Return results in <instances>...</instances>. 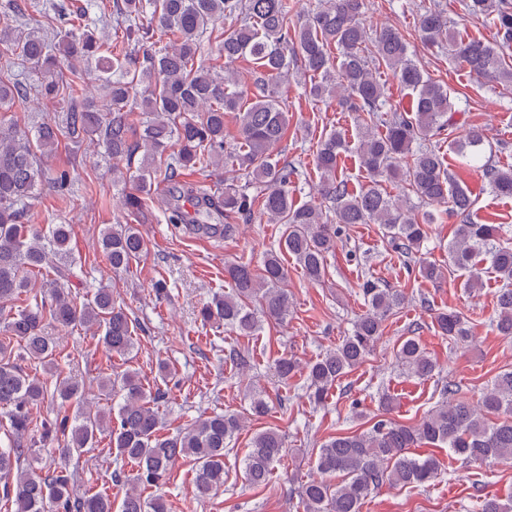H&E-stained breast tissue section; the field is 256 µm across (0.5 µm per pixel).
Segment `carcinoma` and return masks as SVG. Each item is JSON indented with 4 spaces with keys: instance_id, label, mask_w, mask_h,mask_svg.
<instances>
[{
    "instance_id": "obj_1",
    "label": "carcinoma",
    "mask_w": 512,
    "mask_h": 512,
    "mask_svg": "<svg viewBox=\"0 0 512 512\" xmlns=\"http://www.w3.org/2000/svg\"><path fill=\"white\" fill-rule=\"evenodd\" d=\"M473 16L493 20V42L458 38L450 32L448 13L433 6L419 17L422 42L449 53L468 73L486 82L512 86V0H465ZM365 0H320L300 18L291 15L290 0H122L118 7L122 28L119 50L104 45L89 29L86 14L71 17L63 38L54 42L36 30L27 32L0 17V45L5 64L18 59L42 74L30 89L20 82L0 81V112L30 98L54 102L59 84V57L99 82L106 100L99 104L81 94L59 119L49 118L34 134L14 119L0 120V427L8 444L0 446V497L13 512H169L162 492L172 466L189 459L195 466L194 491L199 500L224 486V458L229 443L245 427L237 415L200 416L172 433L136 372L120 375L122 402L116 415H102L82 404L83 385L62 374L57 361L59 344L45 329L84 327L98 332L107 357L129 360L135 347L137 323L119 303L112 287L95 289L78 303L68 283L75 263L68 224H26L38 187L59 192L67 188V168H45L43 160L56 153L61 136L80 140L96 136L112 156V181H133L136 189L122 197L128 215L144 220L154 200L156 179L167 184L164 203L169 223L186 224L193 233L230 238L235 226L211 224L224 214L249 221L260 211L271 224L285 225L279 249L266 252L260 270L237 262L224 269L232 292L212 297L201 309L206 323L224 324L250 336L261 320L283 321L292 299L285 288L288 270L281 253L293 256L311 282L324 280L328 257L335 253L340 224H378L395 248L416 258L430 237L431 225L443 215L460 218L448 243V264L465 276L471 291L483 286L480 266L489 263L502 281L496 295V330L512 337V242L507 230L486 224L475 211L468 187L457 182L432 139L455 126V103L448 87L430 78L410 54L395 28L373 29L364 22ZM242 18L239 27L226 31L224 20ZM218 34L220 56L228 66L250 58L257 65L253 89L239 87L229 70L220 74L199 60L205 35ZM300 64L313 78L308 95L315 100L335 99L357 114L355 153L367 183L357 190L338 173L342 154L349 150L344 132L334 130L319 144L315 167L318 195L333 204L323 211L314 201L297 204L289 191L299 168L273 156V149L288 133V110L278 82L290 67ZM392 72L401 87L413 94L404 112H386L387 93L376 71ZM233 115L239 146L224 154L225 121ZM385 127L382 133L379 127ZM486 136L472 127L448 143L465 165L482 163L487 186L497 196L512 198V168L484 160ZM142 154L135 172L119 163ZM243 172L239 186L224 184L215 192L203 182L191 181L193 172L224 167ZM398 183L407 193L392 196L383 182ZM188 202L193 208L183 209ZM99 250L112 272H126L147 252L148 244L134 224H110L101 234ZM418 275L438 284L444 267L417 258ZM44 288L47 297L33 293ZM366 310L335 349L306 368L308 397L320 405L329 390L363 364L383 333L384 323L407 302L404 292L368 278L361 284ZM437 332L451 344L472 340L468 320L453 309L433 315ZM397 357L418 378L434 375L437 361L414 336L405 338ZM28 359L55 368L54 386L18 364ZM299 370L296 359L283 355L275 362L282 379ZM453 383L443 388L452 397L432 409L415 425L379 419L362 433L339 434L323 442L316 457L320 474L301 486L303 512H362L372 493L383 484L427 487L441 475L432 454L415 456L422 445L448 447L466 462L512 460V371L499 374L476 403L457 396ZM58 405L53 417L41 421L34 409ZM74 408L69 415L65 408ZM494 415L497 421H489ZM54 445L66 460L89 453L108 436L116 458L134 467L131 488L119 505L112 495L74 487V473L61 464L37 475L24 467L31 434ZM285 452L282 434L275 428L257 432L240 461L241 477L252 487L267 485L274 465ZM342 481L333 484L336 475ZM151 490L148 496L143 495ZM478 512H512V500L483 499Z\"/></svg>"
}]
</instances>
